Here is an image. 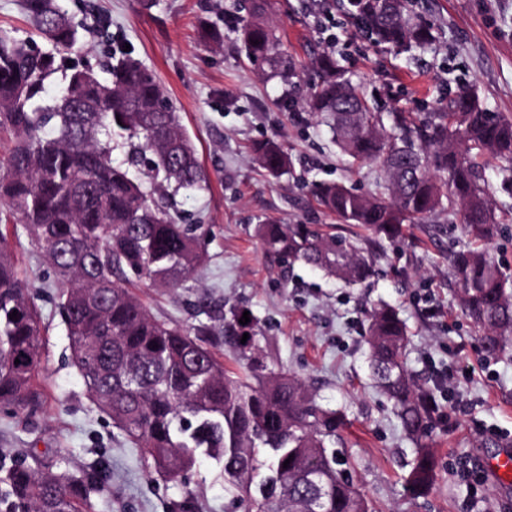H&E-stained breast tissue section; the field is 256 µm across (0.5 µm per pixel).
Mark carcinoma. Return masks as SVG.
<instances>
[{
  "label": "carcinoma",
  "instance_id": "carcinoma-1",
  "mask_svg": "<svg viewBox=\"0 0 512 512\" xmlns=\"http://www.w3.org/2000/svg\"><path fill=\"white\" fill-rule=\"evenodd\" d=\"M268 0H252V19L238 29L241 52L290 83L291 66L263 20ZM412 0H340L363 36L377 46L414 52L434 41ZM28 21L50 48L0 29V132L14 136L0 160V204L24 225L51 264L61 288L59 314L73 364L99 408L150 461L177 481L203 458L220 468L233 493L230 505L251 512H369L327 452L336 443V412L318 405L306 386L262 354L258 320L224 322V344L236 354L231 370L215 351L213 329L186 330L160 321L128 289L130 277L152 288H177L205 267L199 228L179 224L155 196L208 186L196 147L156 74L122 56L102 80L87 61L84 25L58 0H24ZM302 105L326 123L353 160H380L389 199H369L342 184L314 185L320 206L336 218L385 240L402 236L438 209L461 206L464 233L486 245L497 220L485 176L489 157L512 164V118L490 111L472 90L440 97L433 112L395 116L398 134L321 54ZM60 85L51 99L47 87ZM129 147L128 166L112 151ZM254 159L279 178L291 167L274 139L251 147ZM151 155L148 181L129 167ZM264 251L283 264L302 262L348 286L374 274L360 240L323 232L317 224L256 227ZM465 314L483 332L487 356L512 347V276L485 250L452 256ZM17 312L14 319L9 314ZM45 326L21 279L0 227V409L30 416L43 409L37 380ZM249 334L241 342L243 334ZM408 334L397 310L381 302L368 323L371 375L393 402L404 432L417 440L437 411L407 367ZM20 363H15V360ZM288 466H283V463ZM435 460L419 449L409 475L423 494ZM99 466L78 475L36 469L26 460H0V512H94L107 489Z\"/></svg>",
  "mask_w": 512,
  "mask_h": 512
}]
</instances>
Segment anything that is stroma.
I'll use <instances>...</instances> for the list:
<instances>
[{
    "instance_id": "1",
    "label": "stroma",
    "mask_w": 512,
    "mask_h": 512,
    "mask_svg": "<svg viewBox=\"0 0 512 512\" xmlns=\"http://www.w3.org/2000/svg\"><path fill=\"white\" fill-rule=\"evenodd\" d=\"M61 3L85 24L87 58L98 75L116 55L155 72L209 174L206 190L177 196L175 207L182 223L203 227V275L175 290L132 284L150 314L187 330L202 323L218 330L233 308L251 309L268 361L304 382L320 405L344 414L334 451L370 512H507L472 461L496 454L497 441H512V358L485 354L455 297L449 259L475 246L461 231V211H437L406 225L397 240L370 244L375 274L355 288L300 263L280 265L264 253L255 228L277 220L358 236L361 228L322 210L313 185L338 182L371 199L383 191L381 162L351 164L329 129L295 99V85L313 79L318 54H333L383 112H423L442 93L468 88L490 111L512 117V0H416L437 39L412 55L370 44L337 0H270L268 19L295 71L291 87L238 50L236 27L250 0H153L147 8L138 0ZM213 23L220 29L214 41L203 35ZM263 138L277 140L291 157L289 174L270 177L253 161L250 147ZM8 239L46 327L45 406L33 416L0 412V455L60 459L72 472L107 467L96 512H179L188 497L190 512H228L214 461L202 460L187 484L169 481L93 403L72 364L51 267L24 229H9ZM381 301L405 321L408 368L439 405L420 443L404 433L369 377L368 314ZM464 361L473 375L459 372ZM421 444L436 457V476L416 496L407 478Z\"/></svg>"
}]
</instances>
